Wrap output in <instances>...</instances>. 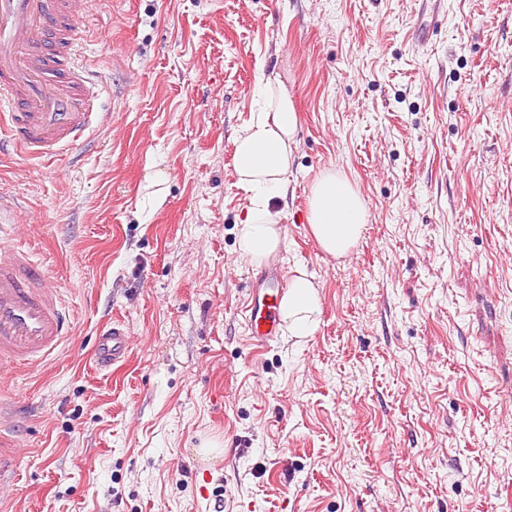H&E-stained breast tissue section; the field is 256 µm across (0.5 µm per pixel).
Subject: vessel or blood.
<instances>
[{"label":"vessel or blood","mask_w":512,"mask_h":512,"mask_svg":"<svg viewBox=\"0 0 512 512\" xmlns=\"http://www.w3.org/2000/svg\"><path fill=\"white\" fill-rule=\"evenodd\" d=\"M86 0H0V156L16 151L49 158L74 149L98 118L94 85L77 61L76 17ZM287 273L268 266L248 285L245 322L252 346L279 333ZM73 322L47 269L0 225V361L34 370L72 334ZM130 331L121 321L100 328L94 349L105 369L124 363ZM15 443L0 427V512Z\"/></svg>","instance_id":"vessel-or-blood-1"}]
</instances>
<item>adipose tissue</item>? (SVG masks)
Masks as SVG:
<instances>
[{"mask_svg": "<svg viewBox=\"0 0 512 512\" xmlns=\"http://www.w3.org/2000/svg\"><path fill=\"white\" fill-rule=\"evenodd\" d=\"M297 125V112L286 89L264 64H257L250 118L234 136L236 184L248 199L236 248L255 265L275 254L282 242L283 229L273 206L288 195L287 174ZM308 222L321 248L343 257L361 238L367 210L359 191L346 177L326 171L311 187ZM320 306L316 284L305 271H297L280 304L283 335L297 340L313 335Z\"/></svg>", "mask_w": 512, "mask_h": 512, "instance_id": "obj_1", "label": "adipose tissue"}]
</instances>
